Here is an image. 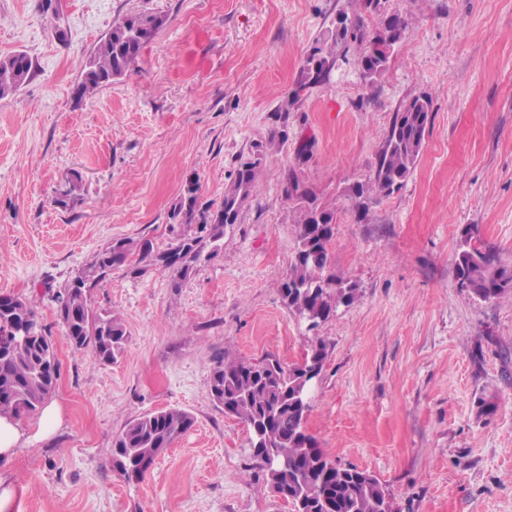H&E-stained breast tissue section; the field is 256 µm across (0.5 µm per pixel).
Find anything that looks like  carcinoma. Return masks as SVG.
I'll return each instance as SVG.
<instances>
[{"label": "carcinoma", "instance_id": "obj_1", "mask_svg": "<svg viewBox=\"0 0 512 512\" xmlns=\"http://www.w3.org/2000/svg\"><path fill=\"white\" fill-rule=\"evenodd\" d=\"M162 24L153 15L115 22L85 62L83 78L74 88L76 101L123 76ZM354 45L363 47L359 63L365 78L376 82L387 70L391 49L384 46L381 35L368 34L361 14L343 13L307 54L299 90L325 81L336 58ZM33 71L34 62L24 52L0 58V98L15 94ZM432 112L431 98L423 95L405 101L394 113L373 176L352 188L360 205L391 195L409 180ZM275 144L273 136L267 145H258L255 152L238 159L224 202L215 210L196 208L198 184L187 182L171 219L178 225H197L196 232L181 235L161 252L154 251L148 241L118 240L56 291L57 317L71 347L88 349L103 362L116 361L127 340L125 326L118 317L93 310L90 291L134 253L147 266L166 260L164 267L181 279L197 263L215 257L224 248L225 228L237 223L243 204L257 189L264 152ZM284 192L300 204V222L297 251L283 278L281 294L288 308L313 329L337 307L352 304L358 292L354 284L329 271L334 211L319 207L313 191L294 176L286 178ZM456 268L459 286L474 297L490 301L512 296V266L503 264L470 226L463 231ZM7 333L15 335L17 343L0 351V414L30 415L55 391L58 360L54 342L40 324L34 302L10 294L0 303V335ZM325 358L326 344L321 340L301 363L288 368L271 355L256 364L226 356L212 367L210 396L225 415L246 425L251 454L264 469L267 484L292 504L294 512H391L389 494L373 473L330 459L308 433L311 398L304 376L314 365L323 369ZM193 423L192 415L180 408L130 420L109 449L113 468L128 480L143 479L162 450L171 447Z\"/></svg>", "mask_w": 512, "mask_h": 512}]
</instances>
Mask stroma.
Returning a JSON list of instances; mask_svg holds the SVG:
<instances>
[{"instance_id": "1", "label": "stroma", "mask_w": 512, "mask_h": 512, "mask_svg": "<svg viewBox=\"0 0 512 512\" xmlns=\"http://www.w3.org/2000/svg\"><path fill=\"white\" fill-rule=\"evenodd\" d=\"M40 4L0 0V57L36 64L0 99V294L34 300L60 372L58 430L0 462L21 512H293L210 374L226 355L296 364L319 340L307 429L328 457L377 476L395 512H512V298H474L456 272L468 226L512 265V0H382L368 32L408 24L382 78L365 82L353 48L303 91L306 53L359 0H61L56 20ZM142 14L164 24L136 64L76 103L87 57ZM420 95L433 120L413 175L358 215L350 187ZM279 133L218 255L182 280L131 261L93 289L126 328L118 360L71 348L52 291L117 240L166 249L186 181L218 208L238 158ZM289 172L335 211L330 270L359 289L312 330L281 295L300 216ZM170 407L193 426L126 480L113 438Z\"/></svg>"}]
</instances>
